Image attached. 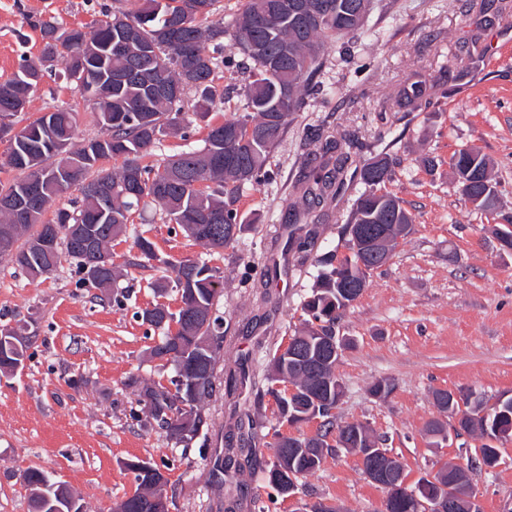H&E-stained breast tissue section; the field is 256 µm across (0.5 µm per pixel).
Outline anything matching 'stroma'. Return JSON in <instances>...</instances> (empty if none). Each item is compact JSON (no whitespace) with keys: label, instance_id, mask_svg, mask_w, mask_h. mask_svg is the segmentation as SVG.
Instances as JSON below:
<instances>
[{"label":"stroma","instance_id":"35a3bbf8","mask_svg":"<svg viewBox=\"0 0 512 512\" xmlns=\"http://www.w3.org/2000/svg\"><path fill=\"white\" fill-rule=\"evenodd\" d=\"M505 2L371 0L364 28L327 49L303 110L269 156L267 180L240 195L241 211H259L260 223L224 250L186 237L147 203L112 243L122 275L109 290L85 287L68 261L34 279L0 256V326H24L30 338L23 370L0 373V512H30L22 478L29 467L65 483L85 512H112L137 488L121 466L132 457L164 473L171 512H310L318 503L383 512L385 490L345 448L300 478L292 498L278 496L265 479L276 435L310 437L319 429L315 420L279 419L272 399L257 400L256 383L268 353L303 328L302 306L318 274L284 248L290 217L298 219V234L315 233V254L343 250L341 229L362 189L353 184L320 205L303 198V176L329 142L357 159L388 152L395 164L386 188L413 218L391 260L371 273L336 326L343 344L336 421L367 425L410 481L446 462L466 466L482 440L456 433L435 391L477 392L491 403L512 395V251L496 235L512 217V11ZM33 17L67 28L91 24L96 14L91 0H0V83L18 72L21 56L39 55ZM246 79L244 69H224L226 108L195 121L189 138H162L155 154L202 147L209 125L244 115ZM413 83L429 92L445 87L448 97L397 105ZM57 106L76 112L78 139L98 133L90 102L59 74L45 77L17 123ZM465 146L491 162V211L476 209L455 178L450 158ZM140 235L162 260L208 263L223 282L213 314L223 321L224 349L216 391L204 404L214 426L187 447L148 423L131 384L136 378L166 387L173 375L150 356L160 329L142 324L136 311L159 300L173 312L181 305L176 290L154 295L162 269L129 266ZM382 380L392 392L374 395ZM439 418L443 441L427 431ZM248 447L252 460L213 482L216 450ZM469 478L481 512L511 506L512 440L498 467Z\"/></svg>","mask_w":512,"mask_h":512}]
</instances>
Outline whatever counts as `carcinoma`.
Masks as SVG:
<instances>
[{"mask_svg":"<svg viewBox=\"0 0 512 512\" xmlns=\"http://www.w3.org/2000/svg\"><path fill=\"white\" fill-rule=\"evenodd\" d=\"M118 2L101 5L100 19L91 26L63 28L50 18L34 20L43 41L41 55L23 57L14 78L0 83V88H8L0 93V136L10 135L3 165L17 173L13 182L0 188V196L27 200L23 220L0 209V225H15L7 254L33 278L66 258L80 274L87 266L96 269L95 279L81 277L86 287H111L117 275L105 256L112 241L126 233L132 206L144 199L157 204L165 218L193 240L212 249L233 244L258 222L257 215L238 209L239 191L267 176L268 157L287 132L293 113L301 110L304 95L322 68L328 42L363 26L369 4L304 0V23L292 12H280L281 0H241L229 30L211 20L219 0H142L135 11L122 9ZM228 33L250 62L244 89L249 114L210 127L199 150L155 158L157 142L169 135L186 136L191 114L211 112L223 100L216 80L227 63L223 50ZM59 64L75 88L92 101L101 129L100 135L80 144L74 142L76 117L64 108L13 130V117L25 110L45 72ZM110 158L122 159V165L105 173L100 163ZM451 165L460 184H470L476 194L494 195L489 163L480 151L462 148L451 157ZM350 170L365 190L342 227L346 246H351L355 232L367 238L384 232L394 239L407 235L411 215L397 196L382 191L391 178L390 161L383 153L357 161L341 152L324 160L309 175L307 195L318 203L336 196ZM72 189L79 197L68 199L52 219H45L48 209ZM134 245L133 266L146 268L158 259L147 238H137ZM310 246L309 237L291 234L286 240V248L304 260ZM314 261L321 272L303 305L305 327L272 354L263 374V394L273 398L281 419L323 420L324 434L319 437L280 436L272 444L266 480L283 498L288 496L287 486L281 484L284 473L305 476L337 446L359 453L379 442L359 423L338 426L336 445L326 441L336 422L331 408L337 378L320 338L336 335V322L356 300L354 291L364 290L368 274L381 264H360L356 255L340 257L334 250ZM172 273L182 303L178 313L157 303L142 310L141 319L156 328L164 321L178 325L173 356L165 357L162 347L151 351L153 358L172 366L174 389L147 388L149 401L144 407L159 429L187 447L197 425L206 431L212 427L203 402L214 392L219 356L209 353V342L224 341V332L219 319L209 313L222 282L205 262L182 261L172 266ZM19 356L25 357V351L17 353L0 342V373L11 370ZM286 382L297 390L290 399L278 389ZM313 397L319 404L311 401ZM435 402L440 411L458 417L461 431H477L481 438L499 442L512 439V397L496 407L471 393L457 399L442 390L435 394ZM250 453L249 448H230L228 455H218L214 477L224 480L236 458ZM122 465L134 474L137 488L117 502L113 512H151L149 499L162 472L152 463L147 470L134 469L127 460ZM45 484L42 471L29 469L31 512H53L71 496L66 485L58 486L49 506L43 496ZM389 485L385 512H417V500L438 493L421 478L412 487L396 477Z\"/></svg>","mask_w":512,"mask_h":512,"instance_id":"carcinoma-1","label":"carcinoma"}]
</instances>
